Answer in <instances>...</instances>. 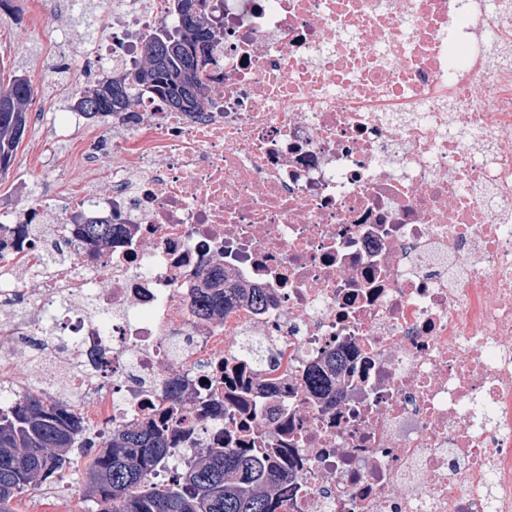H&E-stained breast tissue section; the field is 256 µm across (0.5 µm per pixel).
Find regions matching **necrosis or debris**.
<instances>
[{
	"label": "necrosis or debris",
	"instance_id": "obj_1",
	"mask_svg": "<svg viewBox=\"0 0 512 512\" xmlns=\"http://www.w3.org/2000/svg\"><path fill=\"white\" fill-rule=\"evenodd\" d=\"M218 11L212 103L114 121L133 141L110 192L0 265V386L54 399L64 377L89 426L166 429L185 462L271 449L281 512H512V0ZM168 18L113 0L90 65ZM85 216L119 224L111 248L90 251ZM228 287L266 301L197 316Z\"/></svg>",
	"mask_w": 512,
	"mask_h": 512
}]
</instances>
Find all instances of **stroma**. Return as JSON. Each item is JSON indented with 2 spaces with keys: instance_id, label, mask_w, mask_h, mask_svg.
<instances>
[{
  "instance_id": "35a3bbf8",
  "label": "stroma",
  "mask_w": 512,
  "mask_h": 512,
  "mask_svg": "<svg viewBox=\"0 0 512 512\" xmlns=\"http://www.w3.org/2000/svg\"><path fill=\"white\" fill-rule=\"evenodd\" d=\"M43 5L50 14L43 21L47 35L41 38L31 33L29 19ZM71 14V0H11L10 8H0V60L22 69L35 90L27 132L9 173L0 177V212L18 221L35 207L44 222H52L56 211L77 203L83 191L105 194L110 188L111 122L77 128L67 121L89 81L81 59L86 45L71 24ZM91 136L105 143L100 166L92 171L80 163L81 146ZM13 507L15 512L97 510L94 502L83 500L61 481L27 491Z\"/></svg>"
}]
</instances>
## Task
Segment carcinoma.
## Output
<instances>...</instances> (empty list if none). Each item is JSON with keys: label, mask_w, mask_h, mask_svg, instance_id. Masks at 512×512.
I'll use <instances>...</instances> for the list:
<instances>
[{"label": "carcinoma", "mask_w": 512, "mask_h": 512, "mask_svg": "<svg viewBox=\"0 0 512 512\" xmlns=\"http://www.w3.org/2000/svg\"><path fill=\"white\" fill-rule=\"evenodd\" d=\"M169 9L176 25L155 28L142 45H161L162 52L152 58L142 54L132 67L113 74L112 99L97 102L93 112L86 99L102 78L86 85L75 100L76 111L93 122L112 117L129 122L145 97L156 95L175 112H197L210 104L212 87L203 76L224 41L213 25L216 5L201 0L193 16L177 11L175 0ZM33 100L26 76L15 73L0 81L1 176L10 171ZM80 232L87 244L103 250L112 245L117 227L92 217L82 220ZM227 302V296L202 297L197 312L210 316ZM79 452L88 455L82 496L95 502L98 512H277V487L288 480V474L271 471L267 448H220L157 481L153 474L172 457L168 431L131 426L93 434L71 402L51 401L30 387L11 393L8 407L0 406V512H11L16 497L61 477Z\"/></svg>", "instance_id": "1"}]
</instances>
